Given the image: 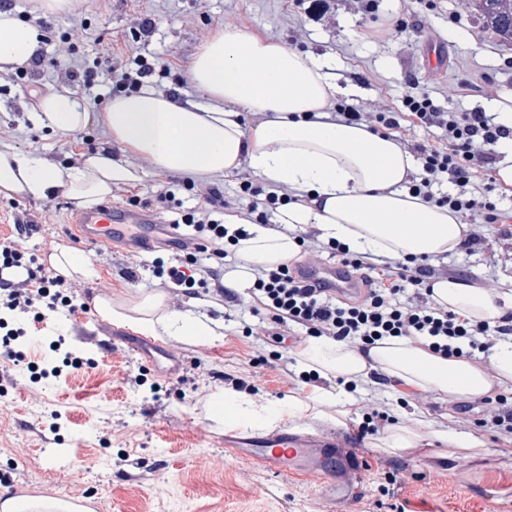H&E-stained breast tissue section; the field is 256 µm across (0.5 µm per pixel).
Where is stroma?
Wrapping results in <instances>:
<instances>
[{"instance_id": "stroma-1", "label": "stroma", "mask_w": 512, "mask_h": 512, "mask_svg": "<svg viewBox=\"0 0 512 512\" xmlns=\"http://www.w3.org/2000/svg\"><path fill=\"white\" fill-rule=\"evenodd\" d=\"M330 0L324 15L313 16L308 0H110L106 11L91 16L79 57L97 52L112 56L120 71L129 58L142 55L171 61L170 76L154 77L157 92L173 88L187 75L196 49L223 26L245 28L264 39L329 59L339 88L336 102L368 112H398L409 76L419 75L442 109L512 110V43L485 27L474 0ZM152 14L149 36L132 35L136 18ZM403 22V32L388 44L367 41L366 31L383 22ZM448 54L445 73H433L425 59L432 41ZM54 69L36 68L16 82L0 83V145L66 167L110 147L114 158L131 159L129 151L109 141L101 119L106 102L118 93L112 81L100 79L93 90L78 84L72 92L84 97L92 120L84 129L61 132L36 125L30 118L41 97L65 85ZM141 179L129 184L131 194L149 201L168 184H177L184 207L197 202L182 189V175L135 160ZM79 204L65 192L48 198L0 193V239L14 232L15 221L33 222L22 241L28 253L48 262L58 247L81 249L89 258L90 276L76 277L77 300L93 304L97 296L122 302L135 289L155 290L148 265L151 254L131 256L119 246L80 243L72 222ZM462 221L479 243L473 251L458 250L449 262L464 278L477 277L494 295L512 297V238L479 212ZM138 271L137 284L126 271ZM175 307L196 305L198 312L224 322V340L207 347L166 341L181 358L177 372L144 337V354L128 352L113 340V322H98L97 351H88L71 331L68 317L9 320L23 329L14 346L22 359L11 367L13 384L0 388V498L85 497L90 512H329L320 484L310 479L282 478L251 464H224V429L212 425L207 441H199L192 422L210 423L208 401L196 400V389L208 392L242 381L257 386L270 400L302 394L304 384L291 380L298 367L293 342L246 335L245 325L258 323L247 295L238 301L201 294L189 299L167 292ZM41 397L31 400L30 384ZM363 397L386 404L396 422L445 425L449 431L473 433L488 444L473 454L452 445L420 442L398 456L374 448V436L355 441L361 459L353 496L346 512H512V441L480 428L489 417L478 399L421 394L406 397L371 374L360 386ZM119 428L109 438L108 428ZM460 467L472 474L469 488L452 479Z\"/></svg>"}]
</instances>
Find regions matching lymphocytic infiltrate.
I'll return each instance as SVG.
<instances>
[{
    "label": "lymphocytic infiltrate",
    "mask_w": 512,
    "mask_h": 512,
    "mask_svg": "<svg viewBox=\"0 0 512 512\" xmlns=\"http://www.w3.org/2000/svg\"><path fill=\"white\" fill-rule=\"evenodd\" d=\"M403 104L414 123L441 132L439 140L412 145L420 169L409 178L410 193L457 214L480 211L495 216L492 186L480 191L476 181L480 174L492 170L498 158L496 147L500 140L512 138V129L482 109L443 111L416 77L407 82ZM446 182L453 185V192L439 193V185ZM196 196L197 206L182 217L194 249L167 261L153 260L152 275L161 287L187 297L198 295L203 289L225 297L229 291L217 265L226 255V245L235 244L236 239L229 236L223 222L213 217L214 189L198 190ZM294 198L287 186L267 189L245 174L234 197L225 199L223 207L244 219L266 222L276 205ZM291 235L302 256L328 253L337 265L357 275L364 293L354 299H337L335 294L296 275L297 263L293 260L254 266L249 295L265 310L270 323L247 327L249 335L269 336L274 328L293 327L306 335L327 336L363 352L385 337H402L428 341L438 354L468 360L486 352L496 341L512 336L511 312L489 321H471L433 302L434 281L460 277L454 264L354 254L340 243L320 241L318 230L311 224L296 226ZM21 266L26 269V278L11 281L0 277V312L30 316L37 322L49 311L75 314L78 306L71 284L43 264L27 260L16 238L1 240L0 269Z\"/></svg>",
    "instance_id": "1"
}]
</instances>
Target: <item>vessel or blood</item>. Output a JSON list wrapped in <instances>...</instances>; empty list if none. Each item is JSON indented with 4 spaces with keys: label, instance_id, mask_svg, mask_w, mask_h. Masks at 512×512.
Masks as SVG:
<instances>
[{
    "label": "vessel or blood",
    "instance_id": "vessel-or-blood-1",
    "mask_svg": "<svg viewBox=\"0 0 512 512\" xmlns=\"http://www.w3.org/2000/svg\"><path fill=\"white\" fill-rule=\"evenodd\" d=\"M130 224L138 225L140 232L137 236L124 238L127 251L148 252L160 242L168 243L178 251L187 245L186 239L172 225L158 223L144 210L102 204L78 213L75 220L79 238L92 245L112 241L119 230ZM303 271L308 280L321 282L340 292L353 290L356 285L355 275L331 262L307 264ZM224 448L225 464L248 460L282 477L299 476L319 481L334 505H346L350 499L356 453L336 438L288 429L250 437L230 429L224 434Z\"/></svg>",
    "mask_w": 512,
    "mask_h": 512
}]
</instances>
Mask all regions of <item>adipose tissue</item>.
<instances>
[{
    "label": "adipose tissue",
    "mask_w": 512,
    "mask_h": 512,
    "mask_svg": "<svg viewBox=\"0 0 512 512\" xmlns=\"http://www.w3.org/2000/svg\"><path fill=\"white\" fill-rule=\"evenodd\" d=\"M39 45L35 27L19 21L13 12L0 11V71L30 58ZM188 75L205 102L144 88L111 98L103 121L110 139L161 169L211 177L232 173L246 162L267 184L299 192V200L278 208L276 228L248 226V239L236 248L239 264L226 277L228 287L244 292L252 264L292 259L298 245L285 228L293 224L314 225L322 238L358 254L435 258L461 246L467 228L457 216L407 190L414 169L410 154L367 127L327 120L325 109L337 92L328 62L227 26L193 55ZM244 109L265 113L266 122L244 131ZM31 119L46 128L74 132L89 124L91 114L83 98L62 89L44 95ZM138 178L134 166L113 159L104 148L65 168L0 149V191L9 194L46 198L61 189L90 205L110 195L114 184ZM432 288L434 302L470 320L503 313L496 299L465 280L439 279ZM95 309L104 319L146 336L190 344L224 339L223 322L190 309L168 308L164 297L152 292H140L118 306L101 296ZM295 356L300 368L337 382V389L315 387L274 402L224 389L211 397L216 421L252 429L310 418L341 424L355 416L359 384L373 370L414 393L469 398L491 391V374L512 381L508 341L490 348V374L476 363L435 354L424 344L399 337L384 338L362 353L326 336H310Z\"/></svg>",
    "instance_id": "1"
}]
</instances>
